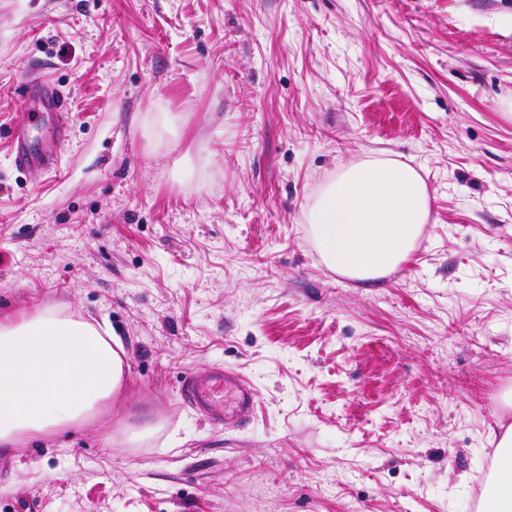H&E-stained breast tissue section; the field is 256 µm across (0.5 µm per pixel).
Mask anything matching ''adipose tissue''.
I'll list each match as a JSON object with an SVG mask.
<instances>
[{
	"label": "adipose tissue",
	"instance_id": "obj_1",
	"mask_svg": "<svg viewBox=\"0 0 512 512\" xmlns=\"http://www.w3.org/2000/svg\"><path fill=\"white\" fill-rule=\"evenodd\" d=\"M432 212L415 167L367 158L341 167L301 208L318 261L373 282L407 264ZM124 350L81 314L43 309L0 320V447L81 424L122 389ZM481 512H512V426L498 443Z\"/></svg>",
	"mask_w": 512,
	"mask_h": 512
}]
</instances>
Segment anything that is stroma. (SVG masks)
<instances>
[{
  "mask_svg": "<svg viewBox=\"0 0 512 512\" xmlns=\"http://www.w3.org/2000/svg\"><path fill=\"white\" fill-rule=\"evenodd\" d=\"M35 64L68 130L30 174ZM370 155L433 197L372 285L300 222ZM49 307L106 322L127 384L0 449V512H479L512 424V0H0V317ZM215 366L257 392L244 430L179 398ZM18 96L25 112L12 130L14 163L25 170H48L55 164L66 137V99L60 88L41 72L29 74L21 79ZM30 102L36 103L41 112H51L55 116L54 126L37 148L29 145V125L37 114L29 112L27 106Z\"/></svg>",
  "mask_w": 512,
  "mask_h": 512,
  "instance_id": "obj_1",
  "label": "stroma"
}]
</instances>
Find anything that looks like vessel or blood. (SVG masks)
I'll use <instances>...</instances> for the list:
<instances>
[{"label": "vessel or blood", "instance_id": "1", "mask_svg": "<svg viewBox=\"0 0 512 512\" xmlns=\"http://www.w3.org/2000/svg\"><path fill=\"white\" fill-rule=\"evenodd\" d=\"M22 104L36 103L40 111L53 113L55 124L39 147L29 144V125L34 113L24 112L12 130L14 162L25 170L53 167L67 132V102L60 88L45 74L23 77L18 86ZM183 401L216 428H244L251 422L256 393L227 369L189 372L180 380Z\"/></svg>", "mask_w": 512, "mask_h": 512}]
</instances>
